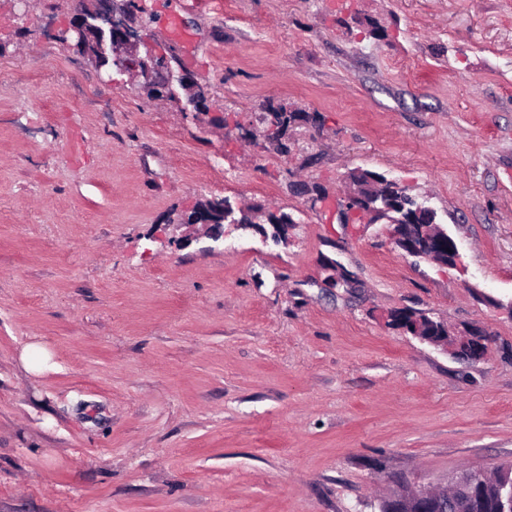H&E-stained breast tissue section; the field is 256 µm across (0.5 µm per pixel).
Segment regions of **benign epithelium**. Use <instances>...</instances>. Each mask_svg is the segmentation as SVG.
I'll list each match as a JSON object with an SVG mask.
<instances>
[{"instance_id":"benign-epithelium-1","label":"benign epithelium","mask_w":512,"mask_h":512,"mask_svg":"<svg viewBox=\"0 0 512 512\" xmlns=\"http://www.w3.org/2000/svg\"><path fill=\"white\" fill-rule=\"evenodd\" d=\"M66 32L91 40L98 55L107 63L124 67L127 60H134L133 69L156 84V89L171 97L178 96V91L182 90L192 109L200 111L204 108L205 98L189 91L188 78L181 72L175 73L166 57L155 55L148 47L144 55H139V48L145 41L132 25L130 13H117L104 3L89 12L84 7V0H76L75 14ZM345 209L361 217L367 224L378 216V211L365 208V198L353 193L346 194ZM189 216L191 225L211 227L216 239L222 235L223 225L214 223L207 209L197 206ZM390 234L394 244L411 256L445 266L450 263L455 265L460 259L455 241L438 224L432 227L395 224ZM454 348L457 351L464 348L482 359L486 352V340L474 332L460 333L456 335ZM442 490L441 486L431 490L426 486L398 485L385 498L384 504L388 512H424L425 506L437 501L435 495Z\"/></svg>"}]
</instances>
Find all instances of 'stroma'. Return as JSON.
Instances as JSON below:
<instances>
[{
    "instance_id": "stroma-1",
    "label": "stroma",
    "mask_w": 512,
    "mask_h": 512,
    "mask_svg": "<svg viewBox=\"0 0 512 512\" xmlns=\"http://www.w3.org/2000/svg\"><path fill=\"white\" fill-rule=\"evenodd\" d=\"M74 6L0 0V512H379L512 466V0H134L200 113L62 45ZM358 169L425 199L459 264L341 223ZM211 198L287 238L182 240ZM397 310L482 328L484 360ZM256 219H259V221H255ZM237 223L249 224L253 226H257L254 224H271L274 228L275 234L280 238L284 237L285 230L288 227V224L292 223V220L287 214L284 213L279 214L278 216L273 213H261V215L242 214L239 220H237Z\"/></svg>"
}]
</instances>
